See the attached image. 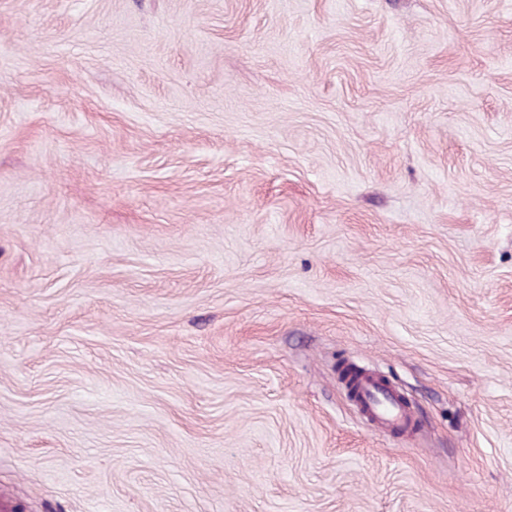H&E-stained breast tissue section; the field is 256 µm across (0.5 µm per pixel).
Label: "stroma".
Segmentation results:
<instances>
[{"label": "stroma", "mask_w": 512, "mask_h": 512, "mask_svg": "<svg viewBox=\"0 0 512 512\" xmlns=\"http://www.w3.org/2000/svg\"><path fill=\"white\" fill-rule=\"evenodd\" d=\"M17 502L512 512V0H0ZM352 401L367 422L386 431L407 432L418 424L401 393L378 374L362 373Z\"/></svg>", "instance_id": "35a3bbf8"}]
</instances>
